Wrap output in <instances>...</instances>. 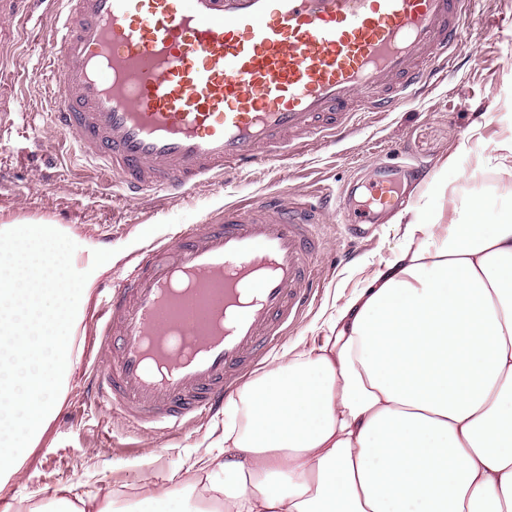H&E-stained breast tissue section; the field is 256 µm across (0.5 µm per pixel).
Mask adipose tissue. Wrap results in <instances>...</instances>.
Returning <instances> with one entry per match:
<instances>
[{
	"mask_svg": "<svg viewBox=\"0 0 512 512\" xmlns=\"http://www.w3.org/2000/svg\"><path fill=\"white\" fill-rule=\"evenodd\" d=\"M461 200L399 246L327 336L224 403L179 512H512V208ZM0 225V494L59 413L111 255Z\"/></svg>",
	"mask_w": 512,
	"mask_h": 512,
	"instance_id": "ef3b65f1",
	"label": "adipose tissue"
}]
</instances>
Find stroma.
Returning <instances> with one entry per match:
<instances>
[{
  "label": "stroma",
  "mask_w": 512,
  "mask_h": 512,
  "mask_svg": "<svg viewBox=\"0 0 512 512\" xmlns=\"http://www.w3.org/2000/svg\"><path fill=\"white\" fill-rule=\"evenodd\" d=\"M473 9L485 28L475 30L457 54L450 73L416 99L390 112H362L350 130L334 138L301 140L290 158L226 175L189 202L175 204L154 193L134 202L106 188L102 178L78 160L68 146L55 145L46 119L43 86L34 80L43 57L45 18L33 17L26 30L0 36V53L10 67L0 70V224H60L76 240L112 255L120 269L138 249L173 224H200L225 205H252L274 193L288 200L322 189L341 201L324 215L319 235L324 248L314 259L324 288L284 330L271 360L248 371L254 379L279 365L285 354L321 342L325 322L363 284L364 278L391 257L399 239L395 211L378 215L353 237L348 228L362 210L382 163L400 166L395 176L406 206L421 204L451 210L464 198L486 200V223H494L505 198L494 174H477L481 156L507 135L502 113H512V0H476ZM456 163L445 167L448 155ZM447 182L437 196L431 178ZM88 303L80 338L82 352L74 366L72 389L20 477L23 492L36 494L53 512L60 492L117 498L144 496L159 487L181 489L193 480L189 465L221 439V415L203 416L172 434L140 433L94 404L90 367L94 358H111L100 344Z\"/></svg>",
  "instance_id": "35a3bbf8"
}]
</instances>
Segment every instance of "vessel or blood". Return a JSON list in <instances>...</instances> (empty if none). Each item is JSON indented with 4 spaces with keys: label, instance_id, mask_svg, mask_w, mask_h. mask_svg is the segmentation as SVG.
I'll list each match as a JSON object with an SVG mask.
<instances>
[{
    "label": "vessel or blood",
    "instance_id": "b4317fda",
    "mask_svg": "<svg viewBox=\"0 0 512 512\" xmlns=\"http://www.w3.org/2000/svg\"><path fill=\"white\" fill-rule=\"evenodd\" d=\"M38 1L53 19L40 71L51 129L124 198L176 200L415 99L467 44L472 2ZM30 2L0 0V20L25 27ZM395 191L380 178L372 204ZM331 202L228 205L141 249L98 304L112 358L95 364L96 402L161 433L219 410L317 292Z\"/></svg>",
    "mask_w": 512,
    "mask_h": 512
}]
</instances>
